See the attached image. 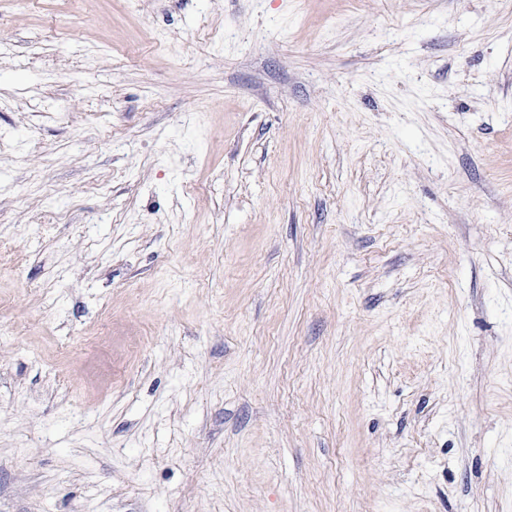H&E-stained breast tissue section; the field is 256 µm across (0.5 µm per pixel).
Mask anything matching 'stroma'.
Returning <instances> with one entry per match:
<instances>
[{
	"label": "stroma",
	"instance_id": "obj_1",
	"mask_svg": "<svg viewBox=\"0 0 512 512\" xmlns=\"http://www.w3.org/2000/svg\"><path fill=\"white\" fill-rule=\"evenodd\" d=\"M0 512H512V0H0Z\"/></svg>",
	"mask_w": 512,
	"mask_h": 512
}]
</instances>
